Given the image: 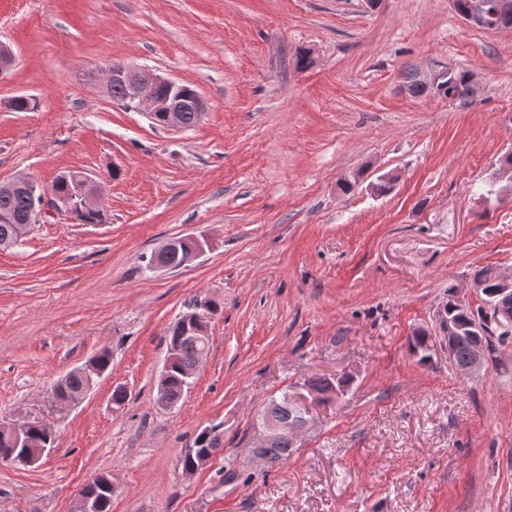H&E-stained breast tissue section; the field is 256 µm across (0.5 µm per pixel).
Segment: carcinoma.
<instances>
[{
  "mask_svg": "<svg viewBox=\"0 0 512 512\" xmlns=\"http://www.w3.org/2000/svg\"><path fill=\"white\" fill-rule=\"evenodd\" d=\"M471 70L459 66L449 67V76L444 88L433 91L424 85L417 72L410 71L405 77V89L415 98L433 96L447 99L451 102H466L472 99L469 75ZM51 190L59 195L71 196L75 192L72 173L59 175L51 186ZM34 197L26 190L7 191L0 189V240L9 239L18 242V233L27 227V220L33 208ZM74 219L80 224H102L106 221L104 211H83L75 208ZM187 249L181 245L163 255V261L171 269L185 265ZM473 279L484 285L481 303L473 305L469 302L461 304L453 299L455 286H448V301L442 305V311L447 323L451 326L449 339L440 338L442 330L428 328L412 336L411 347L414 354L419 356V362L431 359L437 345L448 342L450 350L448 363L459 368L470 361L472 355L480 348L487 354V360L497 359L501 347L512 341V303L505 305L496 296V289L501 287L497 270L492 267L477 270ZM193 325L179 320L168 331L166 347L176 352V360L169 370L166 379V393L173 404L178 405L190 388L194 371L203 353L209 348V339L201 333L192 332ZM312 390L325 394L339 385H348L349 380L342 377H317L307 381ZM87 385L86 377L81 372H72L64 383L54 390L53 396L62 400L79 398ZM268 417H274L301 428L306 411L288 404L287 396L271 397L263 406L258 423H263ZM223 431V424L216 423L201 429L193 439L190 448L186 449L179 459L181 469L200 468L205 460L218 447L216 433ZM30 447H17L12 441L0 437V460L15 465H22V458L40 445L54 443L53 434L47 432L43 422L37 418L31 420L29 429ZM297 436L289 431L261 449L256 457L275 463L285 460L295 447ZM107 475L101 473L94 476L79 491L73 512H110L111 497L106 492L105 480Z\"/></svg>",
  "mask_w": 512,
  "mask_h": 512,
  "instance_id": "1",
  "label": "carcinoma"
}]
</instances>
